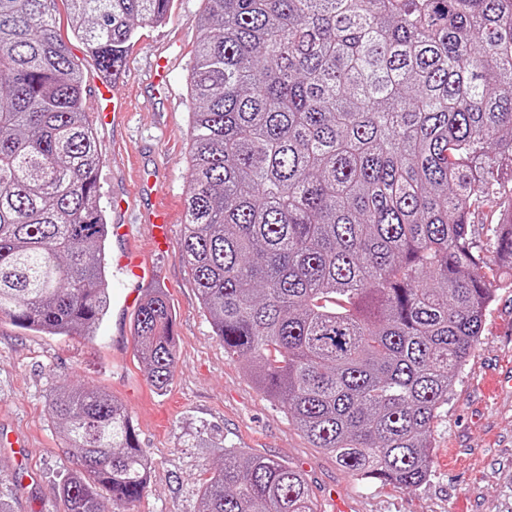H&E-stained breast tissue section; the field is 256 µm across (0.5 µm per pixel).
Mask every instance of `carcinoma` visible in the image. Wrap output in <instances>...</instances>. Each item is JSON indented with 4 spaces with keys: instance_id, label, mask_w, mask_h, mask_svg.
Here are the masks:
<instances>
[{
    "instance_id": "1",
    "label": "carcinoma",
    "mask_w": 512,
    "mask_h": 512,
    "mask_svg": "<svg viewBox=\"0 0 512 512\" xmlns=\"http://www.w3.org/2000/svg\"><path fill=\"white\" fill-rule=\"evenodd\" d=\"M56 0H0V322L92 340L111 298L101 158ZM116 78L172 0H67ZM186 78L179 259L224 353L360 482L430 476L431 435L497 292L512 288V0H206ZM499 203L497 222L473 215ZM152 288L131 335L176 369ZM64 512H127L151 459L126 408L64 385ZM199 512H320L285 461L221 449Z\"/></svg>"
}]
</instances>
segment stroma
Returning <instances> with one entry per match:
<instances>
[{
    "label": "stroma",
    "instance_id": "stroma-1",
    "mask_svg": "<svg viewBox=\"0 0 512 512\" xmlns=\"http://www.w3.org/2000/svg\"><path fill=\"white\" fill-rule=\"evenodd\" d=\"M204 9V0H173L163 23L139 30L123 75L111 84L126 117L105 124V103L94 90L96 64L73 36L66 0H57L54 30L83 73L87 118L102 157L100 204L109 224L131 226L130 236L111 239L110 253L132 251L152 274L133 282L111 269V309L91 341L0 324V432L10 437L0 444V497L12 512H64L56 488L77 459L60 439L47 403L58 386L75 382L104 390L128 408L152 460L134 512H198L201 484L223 448L291 463L305 473L321 512H333L334 494L348 512H512V290L500 292L477 348L456 376L433 428L431 475L413 490L357 484L261 393L243 363L225 354L197 285L178 259L189 176L185 78ZM159 57L169 61L162 95L151 78ZM146 173L159 183L172 226L163 249L144 219L154 206L140 185ZM117 198L125 200L123 210L113 208ZM150 288L165 292L178 336L176 369L163 392L151 387L136 354L130 333L135 309L125 302Z\"/></svg>",
    "mask_w": 512,
    "mask_h": 512
}]
</instances>
